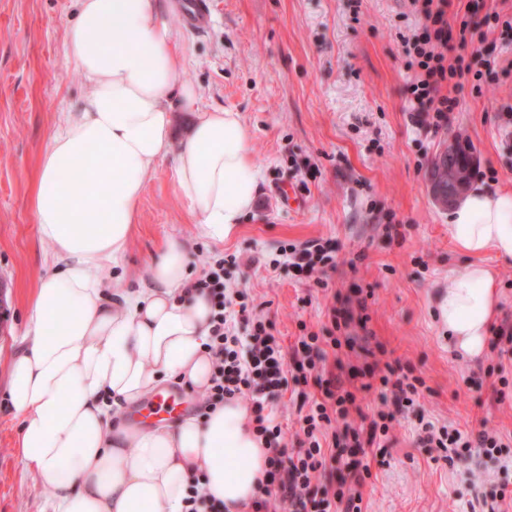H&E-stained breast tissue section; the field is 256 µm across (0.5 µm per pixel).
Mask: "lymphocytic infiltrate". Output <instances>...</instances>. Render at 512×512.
I'll use <instances>...</instances> for the list:
<instances>
[{
    "mask_svg": "<svg viewBox=\"0 0 512 512\" xmlns=\"http://www.w3.org/2000/svg\"><path fill=\"white\" fill-rule=\"evenodd\" d=\"M424 16L428 22L423 36L406 42V54L417 70L410 93L420 111L430 116V128L446 123L457 98L443 95L444 85L462 89V81L471 72L464 59L448 62L443 49L448 41V21L442 7L427 0ZM334 248L330 241L315 240L304 247L289 246L282 257L285 265L297 272L313 273L318 267L333 264ZM207 270L195 282L206 291L213 305V329L209 350L215 357L211 385L203 395L204 407H217L232 399L251 403L250 422L268 455L264 477L257 486L254 512H361L363 477L353 470L352 478L338 485L318 486L314 480L327 463H339L349 444H374L378 435L387 434L394 413L383 414L377 433L364 434L352 426L348 417L356 406V395L346 389L339 375L327 370V353L319 345L317 334L300 337L292 353H285L277 338L268 332L262 317L247 302L231 308L224 285L223 260L207 259ZM316 385L321 399L312 400L302 416L305 435L296 452H288L282 428L267 410L269 399L288 391L290 386ZM330 438V448H323L322 438ZM419 439L429 448H452L457 459H466L472 445L491 451L498 441L486 431L476 440L462 435L436 431L431 422L419 424Z\"/></svg>",
    "mask_w": 512,
    "mask_h": 512,
    "instance_id": "1",
    "label": "lymphocytic infiltrate"
}]
</instances>
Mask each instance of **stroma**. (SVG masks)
Listing matches in <instances>:
<instances>
[{"mask_svg": "<svg viewBox=\"0 0 512 512\" xmlns=\"http://www.w3.org/2000/svg\"><path fill=\"white\" fill-rule=\"evenodd\" d=\"M210 3L202 31L188 25L186 0L160 7L203 107L239 112L248 127L259 192L236 231L216 243L178 195L172 160H162L145 177L120 274L139 280L171 237L187 243L197 272L206 257L236 255L224 266L226 287L246 293L287 349L305 331L327 338L332 309L352 310L356 346L339 351L361 408L349 420L358 427L382 410L396 416L383 447L358 455L370 466L362 512H488L485 494L502 488L509 498L498 508L512 512V362L490 350L470 360L448 347L437 295L467 258L427 183L440 146L459 136L473 148V181L512 189V0H444L449 29L465 20L476 35L448 43L449 59L464 58L472 74L461 92L444 87L460 105L434 134L413 109L404 53V36L425 23L417 0ZM76 12L77 0H0V512H46L50 498L15 451L8 364L33 276L51 263L30 206L39 155L88 91L66 56ZM321 238L336 249L327 287L272 268L283 246ZM394 360L421 381L414 404L381 399L372 367ZM422 417L471 437L488 430L503 446L490 454L475 446L467 460L448 461L419 442Z\"/></svg>", "mask_w": 512, "mask_h": 512, "instance_id": "stroma-1", "label": "stroma"}]
</instances>
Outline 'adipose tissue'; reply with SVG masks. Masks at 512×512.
<instances>
[{
    "mask_svg": "<svg viewBox=\"0 0 512 512\" xmlns=\"http://www.w3.org/2000/svg\"><path fill=\"white\" fill-rule=\"evenodd\" d=\"M68 61L90 88L41 152L32 209L53 268L25 309L22 347L9 367L16 451L49 489L51 512H184L193 476L247 512L265 444L232 400L201 417L130 427L122 410L172 381L209 387L212 304L191 287L186 244L169 238L134 287L113 279L136 224L144 177L172 158L176 188L202 233L228 238L250 212L261 170L238 112L206 110L182 79L174 29L158 0H80L66 31ZM177 105H170V98ZM191 113L175 137V111ZM457 251L438 299L449 347L485 352L498 294L487 252L512 258V190L469 191L448 215Z\"/></svg>",
    "mask_w": 512,
    "mask_h": 512,
    "instance_id": "adipose-tissue-1",
    "label": "adipose tissue"
}]
</instances>
